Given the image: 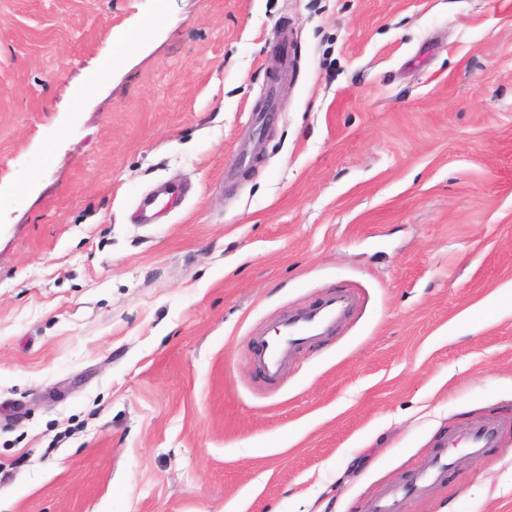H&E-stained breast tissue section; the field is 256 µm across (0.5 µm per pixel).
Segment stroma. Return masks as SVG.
<instances>
[{"mask_svg": "<svg viewBox=\"0 0 512 512\" xmlns=\"http://www.w3.org/2000/svg\"><path fill=\"white\" fill-rule=\"evenodd\" d=\"M0 195V512H512V0H0ZM186 190L180 185H164L152 196L144 198L134 212L137 224H150L157 213L170 212L177 208L183 201ZM359 304V295L343 289L319 306L282 317L274 327V336H265L258 342L254 352L256 362L269 379H278L287 366L289 354L322 336L334 334L348 322ZM499 430V425L493 421L467 425L448 439V448H462L470 458L482 460L488 456L491 448L499 446ZM455 460L448 452L434 455L412 470L403 485L385 489L370 503L368 512H401L407 499L427 492L453 467Z\"/></svg>", "mask_w": 512, "mask_h": 512, "instance_id": "35a3bbf8", "label": "stroma"}]
</instances>
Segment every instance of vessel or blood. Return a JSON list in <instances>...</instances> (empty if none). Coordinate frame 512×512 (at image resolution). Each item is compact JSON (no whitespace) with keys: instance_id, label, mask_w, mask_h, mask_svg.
<instances>
[{"instance_id":"1","label":"vessel or blood","mask_w":512,"mask_h":512,"mask_svg":"<svg viewBox=\"0 0 512 512\" xmlns=\"http://www.w3.org/2000/svg\"><path fill=\"white\" fill-rule=\"evenodd\" d=\"M185 195V188L179 185L160 187L138 204L134 212L136 223H152L157 213L177 208ZM359 304V295L343 289L330 295L321 305L282 317L273 335L259 341L254 352L256 362L269 379H278L287 366L289 354L306 348L320 337L334 334L348 322ZM500 438L498 424L485 421L467 425L449 438L448 445L462 449L472 459L481 460L488 456L490 449L499 446ZM454 463L447 452L434 455L412 470L404 484L385 489L370 503L368 512H401L407 499L427 492Z\"/></svg>"}]
</instances>
